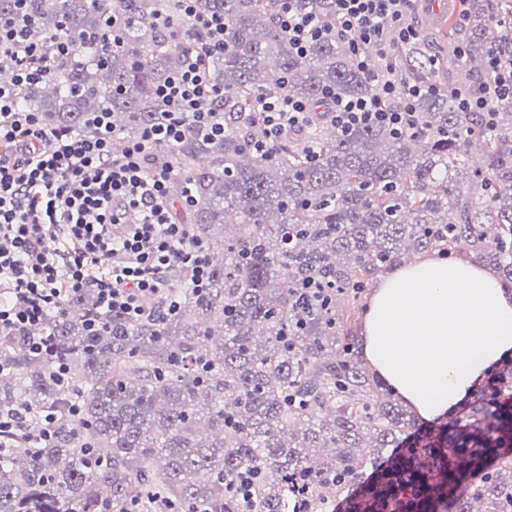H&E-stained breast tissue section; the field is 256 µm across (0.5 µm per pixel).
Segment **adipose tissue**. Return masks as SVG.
<instances>
[{
    "mask_svg": "<svg viewBox=\"0 0 512 512\" xmlns=\"http://www.w3.org/2000/svg\"><path fill=\"white\" fill-rule=\"evenodd\" d=\"M363 333L370 367L434 418L512 350V286L470 260L426 256L380 279Z\"/></svg>",
    "mask_w": 512,
    "mask_h": 512,
    "instance_id": "obj_1",
    "label": "adipose tissue"
}]
</instances>
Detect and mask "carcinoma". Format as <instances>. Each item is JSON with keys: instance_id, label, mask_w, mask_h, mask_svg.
I'll list each match as a JSON object with an SVG mask.
<instances>
[{"instance_id": "carcinoma-1", "label": "carcinoma", "mask_w": 512, "mask_h": 512, "mask_svg": "<svg viewBox=\"0 0 512 512\" xmlns=\"http://www.w3.org/2000/svg\"><path fill=\"white\" fill-rule=\"evenodd\" d=\"M280 6L198 0L224 15L213 48L178 0H27L40 34L62 28L71 42L48 80L19 91L44 127L87 135L104 123L135 140L164 122L156 89L195 53L224 91L225 130L189 128L156 147L188 177L171 184L194 196L176 219L210 244L208 288L176 274L178 308L135 321L92 288L68 291L35 329L47 350L0 335V410H26L35 431L48 414L64 421L51 439L0 447V512H332L353 486L399 512H512V406L492 411L483 390L432 447L375 478L422 426L363 363L358 327L370 282L416 254L465 253L512 282V94L493 100L484 126L458 108L420 37L391 57L402 80L433 87L414 103L415 125L341 131L322 115L323 92L378 99L379 85L354 62L332 0H293L323 32L300 52ZM463 7V58L492 85L512 64V0ZM453 33L438 30L455 50ZM266 93L311 114L262 154L255 99ZM490 142L470 165L468 149Z\"/></svg>"}]
</instances>
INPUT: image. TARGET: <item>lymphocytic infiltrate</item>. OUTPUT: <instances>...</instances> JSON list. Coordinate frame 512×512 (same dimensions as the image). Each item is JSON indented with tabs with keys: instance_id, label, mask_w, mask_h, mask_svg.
<instances>
[{
	"instance_id": "obj_1",
	"label": "lymphocytic infiltrate",
	"mask_w": 512,
	"mask_h": 512,
	"mask_svg": "<svg viewBox=\"0 0 512 512\" xmlns=\"http://www.w3.org/2000/svg\"><path fill=\"white\" fill-rule=\"evenodd\" d=\"M339 31L361 71L381 86L383 102L324 95L327 116L337 128L383 124L399 131L413 126V100L422 88L405 84L394 71L371 69L366 50L388 49L390 38L406 43L418 33L408 21L412 0H334ZM31 16H0V52L19 57L17 86L46 78L66 40L32 42ZM156 94L169 112L166 123L145 130L121 155L101 132L70 136L44 129L35 113L23 111L14 88L0 86V333H24L34 353L45 341L26 335L68 290L94 289L99 303L137 320L152 315L174 273L192 288L209 284L211 249L190 235L174 214L193 205L191 192L169 194L178 173L156 156L158 144H174L186 127L216 137L224 133L220 90L211 87L199 55L189 54ZM265 137L263 152L287 129L303 123L306 103L282 95L259 96Z\"/></svg>"
}]
</instances>
